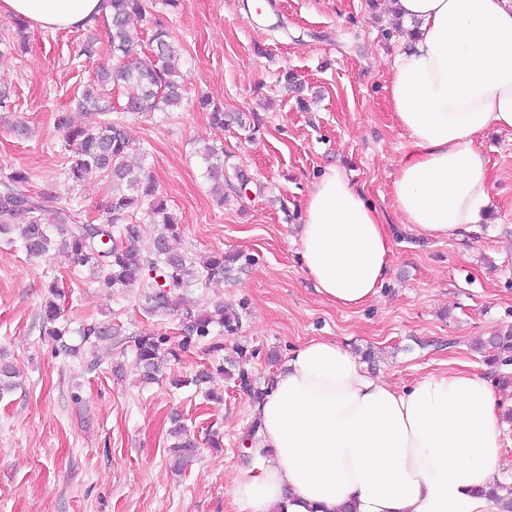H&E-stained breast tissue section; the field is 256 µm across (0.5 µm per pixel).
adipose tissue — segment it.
Segmentation results:
<instances>
[{
	"instance_id": "ef3b65f1",
	"label": "adipose tissue",
	"mask_w": 512,
	"mask_h": 512,
	"mask_svg": "<svg viewBox=\"0 0 512 512\" xmlns=\"http://www.w3.org/2000/svg\"><path fill=\"white\" fill-rule=\"evenodd\" d=\"M407 25L385 87L409 151L392 183L403 223L429 238L471 232L492 188L479 147L512 129V0H392ZM103 0H0V16L58 31L94 24ZM303 268L339 307L369 302L391 268L382 213L343 172L316 180L303 208ZM252 461L233 479L236 512H498L500 398L469 371L398 389L347 347L291 350L254 404Z\"/></svg>"
}]
</instances>
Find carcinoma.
Returning <instances> with one entry per match:
<instances>
[{"label": "carcinoma", "instance_id": "obj_1", "mask_svg": "<svg viewBox=\"0 0 512 512\" xmlns=\"http://www.w3.org/2000/svg\"><path fill=\"white\" fill-rule=\"evenodd\" d=\"M103 2L112 64L98 68L77 100L78 107L108 115L112 110L109 91L126 86L134 92L123 105L125 112L144 114L177 108L185 88L184 74L175 67L181 48L158 26L151 35L149 52L142 54L131 34L133 21L147 20L148 0ZM55 122L64 132L61 150L71 156L68 179L78 183L88 171H100L112 184V198L107 219L96 224L75 209L59 206L53 194L31 192L24 171L1 177L0 234L17 231L28 255L43 257L58 246L73 266L91 269L104 286L123 291L141 289L144 307L162 315L188 288L224 279L228 264L242 258L240 253L213 252L196 262L171 246V240L180 235L179 221L158 195L153 177L146 173L145 153L132 150L121 122L108 117L96 125H75L67 112L57 113ZM202 159L206 176L213 182V193L224 200V151L207 146ZM144 205L152 221L163 226V231L148 241L142 240L140 225L135 222V212ZM53 225L62 229L59 241L50 235ZM159 276L164 283H158ZM60 316L58 304L51 301L44 306L45 334L58 338L66 333L56 326ZM180 320L185 334L176 348L165 347L167 338L162 336H141L135 341V363L145 379H156L166 356L178 357V352L188 349L195 339L210 336L214 326L222 328L226 336H236L241 324L239 315L221 303L209 312H198L185 303ZM119 335L121 328L112 323L91 322L79 330L81 343L89 349ZM170 434L176 439L171 448L173 469L181 470L194 458L198 442L179 423ZM485 495L497 502L501 512H512L511 491L502 494L491 487Z\"/></svg>", "mask_w": 512, "mask_h": 512}]
</instances>
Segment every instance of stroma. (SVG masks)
Listing matches in <instances>:
<instances>
[{
    "mask_svg": "<svg viewBox=\"0 0 512 512\" xmlns=\"http://www.w3.org/2000/svg\"><path fill=\"white\" fill-rule=\"evenodd\" d=\"M151 12L182 48L186 93L170 112L111 117L146 153L158 192L181 224L174 246L192 258L239 252L222 282L190 288L197 311L237 307L238 335L195 341L169 359L166 376L142 380L132 350L144 334L181 338L178 315L146 312L138 289L105 287L66 254L28 257L19 240L0 237V354L18 385L0 395V512H235L232 477L249 463L253 390L291 349L321 337L367 356V370L395 387L459 370L512 374V351L488 364L478 342L512 327V130H489L491 201L477 232L425 239L393 208L391 183L409 149L394 123L384 86L403 46L387 0H154ZM25 50L0 60V173L22 168L32 192L100 223L112 196L107 177L66 178L59 112L76 124L102 120L76 100L97 69L110 65L108 33L98 25L93 56L80 55L83 28L25 29ZM293 70L302 93L285 89ZM228 112L256 114L259 130L213 124L200 96ZM30 128L16 136L15 122ZM224 151V200L205 176L204 145ZM342 170L385 215L393 236L390 275L364 307L340 309L315 291L298 255L303 204L326 168ZM57 284L62 342L44 336L41 307ZM121 325L101 344L98 362L80 351L83 323ZM241 355L250 389L219 372ZM206 383L192 384L200 370ZM194 432L196 459L170 468V417ZM221 445H210L211 436Z\"/></svg>",
    "mask_w": 512,
    "mask_h": 512,
    "instance_id": "stroma-1",
    "label": "stroma"
}]
</instances>
